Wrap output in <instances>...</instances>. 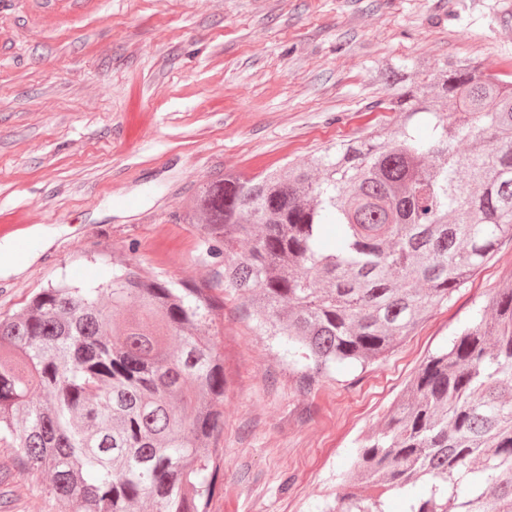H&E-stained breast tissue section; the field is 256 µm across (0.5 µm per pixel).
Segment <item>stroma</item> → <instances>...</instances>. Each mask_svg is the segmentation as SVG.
I'll return each mask as SVG.
<instances>
[{"instance_id": "35a3bbf8", "label": "stroma", "mask_w": 512, "mask_h": 512, "mask_svg": "<svg viewBox=\"0 0 512 512\" xmlns=\"http://www.w3.org/2000/svg\"><path fill=\"white\" fill-rule=\"evenodd\" d=\"M468 60L512 74V0H0V241L39 253L0 274V316L129 254L174 282L210 278L199 232L175 221L202 183L390 137L405 117L382 102ZM391 64L405 82L379 80ZM38 225L61 234L30 240ZM508 283L506 239L400 345L308 391L225 293L208 512H324L419 366ZM49 482L0 447L8 512H58Z\"/></svg>"}]
</instances>
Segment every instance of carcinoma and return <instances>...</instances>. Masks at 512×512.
Listing matches in <instances>:
<instances>
[{
  "label": "carcinoma",
  "mask_w": 512,
  "mask_h": 512,
  "mask_svg": "<svg viewBox=\"0 0 512 512\" xmlns=\"http://www.w3.org/2000/svg\"><path fill=\"white\" fill-rule=\"evenodd\" d=\"M387 110L407 122L386 141L204 183L178 219L220 260L211 279L176 286L119 259L0 319V447L50 476L60 512H206L217 292L252 308L309 387L391 351L512 240V75L450 64ZM388 492L404 512H512V285L419 367L325 512H385Z\"/></svg>",
  "instance_id": "1"
}]
</instances>
